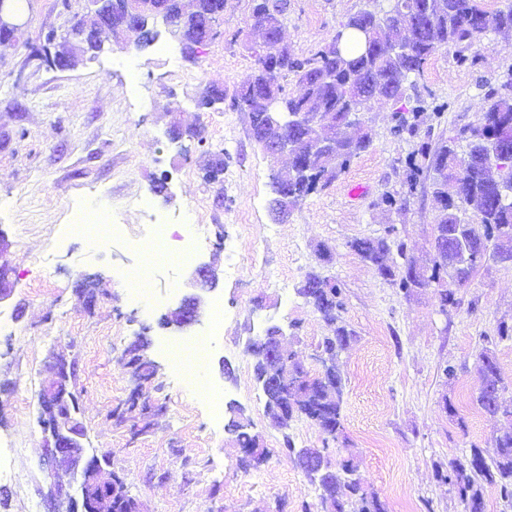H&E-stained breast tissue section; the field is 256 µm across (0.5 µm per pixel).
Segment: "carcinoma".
<instances>
[{
    "instance_id": "obj_1",
    "label": "carcinoma",
    "mask_w": 512,
    "mask_h": 512,
    "mask_svg": "<svg viewBox=\"0 0 512 512\" xmlns=\"http://www.w3.org/2000/svg\"><path fill=\"white\" fill-rule=\"evenodd\" d=\"M200 10L190 15L183 13L179 0H169L162 20L174 30L180 39L184 59L193 61L197 57L194 45L200 31L213 13L211 0H197ZM406 5L413 9L411 24L414 40L409 53L396 59L378 52L374 55L365 45L355 40L350 51L331 57L319 49L305 57L292 55L278 63L277 69L266 76L261 67L267 65L268 55L255 56V76L261 81L248 80L242 84L231 101L234 110H245L250 114L251 128L260 138L270 135L266 118L258 99L275 95L288 109L280 135L295 142H303L305 131L296 122L299 112H325L339 117L346 107L373 94L374 88L387 100L396 104L392 117L391 133L397 137H419L418 108H408V90L415 88L410 75H419L427 58L436 51L454 46L458 48L457 60L464 62V51L474 46L488 30L512 29V4L494 13L483 10L477 0H396V6ZM386 10L376 6L365 8L350 16L341 30L356 31L361 25L378 23ZM94 22L81 18L70 30L83 34L82 48L92 52L98 48L93 34ZM293 75L303 92L297 96L286 92L280 79ZM478 110L482 121L477 125H464L456 129L454 136L441 139L435 145L423 142L406 162L405 185L407 194L417 190L421 182L430 181L432 193L445 200L435 219L436 250L425 275L414 269V260L407 254L405 242L394 236V229L380 238L356 239L350 248L378 271L397 292L408 295L419 288H429L448 275L453 268V277L466 284L474 273V267L461 258V248L468 251H495L500 248L501 227L512 226V206L505 207L495 194L486 190L484 170L490 159L479 149V143L498 139L500 134L512 129V93H501L491 88L483 96ZM466 142L468 150L460 153L456 144ZM368 135L336 144V157L310 156L302 150L298 154L300 164L297 172L283 174L275 172L271 187L301 200L326 187L349 165L352 159L370 146ZM473 202L478 210L479 223L462 224L459 211L464 203ZM465 240L460 246L456 240ZM397 254L401 262L390 261ZM298 294L311 303L332 328V334L323 337L319 348L333 359L344 353L351 342L352 332L341 317L342 301L340 289L311 272ZM264 337L250 340L248 352L255 360L254 371L262 376L265 366L262 358ZM479 392L476 402L492 421L512 420V400L504 397L506 386L490 348H483L477 366ZM298 387L293 391L299 415L317 426L326 437L335 441L342 432L341 404L344 380L338 368L326 377L297 371ZM151 408L148 396L143 391L133 392L118 409V417L135 410ZM231 432L242 448H256L260 455L265 449L259 447L256 438L247 429L232 424ZM496 456L487 460L483 451L475 444L469 453L450 462L447 473H438L448 482L462 508V512H483L481 487L485 481L500 485L505 501L512 503V431H504L495 437ZM354 471L353 462L340 464L336 478L320 486V503L327 512H385L378 497L367 495L361 486L348 478Z\"/></svg>"
}]
</instances>
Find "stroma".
Wrapping results in <instances>:
<instances>
[{"mask_svg":"<svg viewBox=\"0 0 512 512\" xmlns=\"http://www.w3.org/2000/svg\"><path fill=\"white\" fill-rule=\"evenodd\" d=\"M255 0H224L221 37L196 61L171 63L163 45L177 44L157 24L155 45L121 49L105 45L97 58L65 71L25 60L43 29L65 33L83 17L87 0H20L23 42L0 44V230L8 237L13 284L0 318L15 332L0 333V455L19 478L0 480V512H48L50 476L41 464L44 435L38 394L51 353L73 360L89 454L106 457L141 512H319V484L296 465L292 449L323 450L331 468L354 458L361 487L386 512H461L437 469L479 445L495 453L494 438L507 423H493L475 402L476 366L483 339L500 323L512 325V265L488 262L457 289L458 307L441 313L439 286L397 294L350 244L383 237L395 227L418 262L432 256L437 207L428 189H417L404 208L380 205L384 192L401 191L405 161L418 140L390 133L389 102L365 105L372 143L323 190L277 218L271 210V175L288 156L265 155L251 135L248 113L227 103L254 71ZM367 0H288L283 42L305 56L328 44L342 23ZM138 70L127 81V60ZM512 68V33L487 32L467 62L454 49L436 52L416 79L432 140L482 119L484 94L500 88ZM224 90V104L199 109L209 86ZM198 129L200 138L171 141L170 128ZM224 155L222 181L206 180L215 153ZM165 178L162 196L154 182ZM362 186V196H348ZM107 203L121 234L104 248L69 230L71 207ZM188 212L210 227L207 241L173 264L144 265L142 243L164 227L150 213ZM334 253L320 258L322 248ZM259 262H251L252 254ZM219 273L204 295L198 323L183 329L161 318L188 295L196 266ZM146 269L151 305L126 287L129 271ZM317 272L342 290L341 316L354 338L339 360L345 380L343 436L325 442L319 428L298 417L287 428L272 425L247 351L250 339L280 326L284 346L310 373H318V344L329 332L313 306L298 295L305 275ZM96 284L87 302L81 284ZM209 385L219 403L200 401L171 346L190 344L215 318ZM158 365L149 385L152 409L125 423L113 408L137 382L129 366L138 336ZM457 369L446 381L441 368ZM240 407L249 431L267 450L256 466L241 463L229 424Z\"/></svg>","mask_w":512,"mask_h":512,"instance_id":"obj_1","label":"stroma"}]
</instances>
